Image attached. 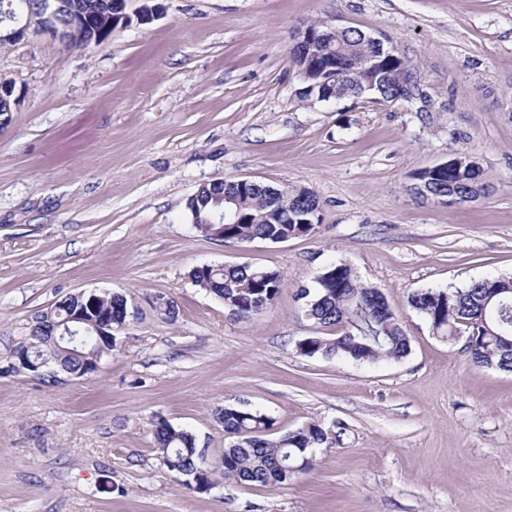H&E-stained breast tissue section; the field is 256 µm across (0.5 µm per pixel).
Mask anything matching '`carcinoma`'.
Masks as SVG:
<instances>
[{
    "label": "carcinoma",
    "mask_w": 512,
    "mask_h": 512,
    "mask_svg": "<svg viewBox=\"0 0 512 512\" xmlns=\"http://www.w3.org/2000/svg\"><path fill=\"white\" fill-rule=\"evenodd\" d=\"M71 6L89 12L102 29V40H108L114 28L103 24L112 11V0H69ZM8 14H20L34 27L42 24V13L32 0H0V20ZM307 28L323 35L324 44L308 52L294 49L303 87L300 97L322 100L338 75L336 99L357 96L361 85L372 81L378 87L374 100L399 104L410 95L419 80L418 70L408 63L393 46L378 45L367 34L354 27H330L326 22H313ZM377 66L369 69L366 60ZM481 168L472 158L454 153L445 167H427L413 175L419 196H456L463 201L476 189L485 190L480 179ZM236 200L240 223L224 225L227 241L278 243L309 234L311 225L300 219L319 212V202L312 191L297 187L279 190L273 203L258 188H245L233 181L215 180L198 187L187 203L190 221L201 234L209 235V223L224 198ZM197 286L224 302V308L235 320L250 321L271 304L284 284L277 270L248 265H217L207 271H192ZM305 299L306 315L321 327H336L342 333L335 337L309 336L297 344L306 356L343 357L360 362L399 360L410 351V337L402 328L399 314L384 303L379 289L368 285L345 263L331 264L316 278V287L300 291ZM408 306L429 325L432 334L446 340L468 337L466 352L470 360L486 368L512 372V276L473 280L462 287L423 288L411 293ZM96 307L115 312L128 308L122 294H99ZM77 310L65 298L48 315L61 322ZM85 345L75 353L60 342L52 344L40 323H35L29 338L13 353V368L29 370L26 361L41 355L53 356L59 365L76 373L97 354L100 342L93 332L83 330ZM228 442L220 454L211 457L198 447L196 436L159 422L154 429V442L168 469L178 466L187 472L198 491L211 489L214 474L228 484L266 486L288 482L294 473L288 460L309 455L310 449L328 441L327 431L315 422L278 433L272 418L258 411L226 406L218 414Z\"/></svg>",
    "instance_id": "1"
}]
</instances>
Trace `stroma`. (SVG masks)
<instances>
[{
  "label": "stroma",
  "mask_w": 512,
  "mask_h": 512,
  "mask_svg": "<svg viewBox=\"0 0 512 512\" xmlns=\"http://www.w3.org/2000/svg\"><path fill=\"white\" fill-rule=\"evenodd\" d=\"M102 44L31 34L0 48L13 86L0 130V512H512V372L475 366L407 305L423 288L512 275V0H152ZM388 37L430 98L305 101L291 58L314 21ZM460 152L474 202L412 194ZM250 177L316 195L321 222L282 243L198 233L199 185ZM341 261L401 315L409 354L309 357L296 293ZM278 270L248 322L190 278ZM118 292L130 315L95 371L13 369L31 325L67 295ZM173 299L175 319L152 307ZM331 432L287 483L196 491L163 466L156 423L218 454L216 413Z\"/></svg>",
  "instance_id": "stroma-1"
}]
</instances>
